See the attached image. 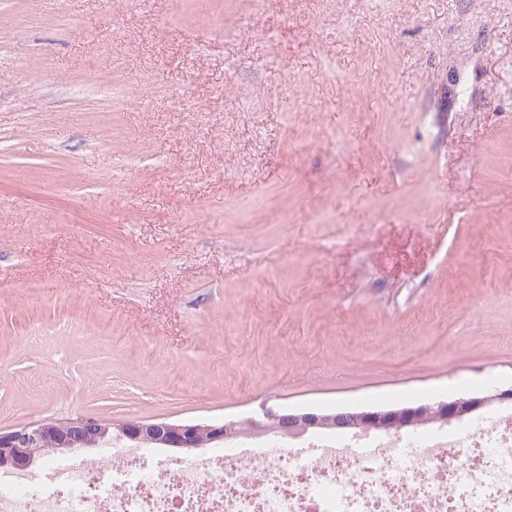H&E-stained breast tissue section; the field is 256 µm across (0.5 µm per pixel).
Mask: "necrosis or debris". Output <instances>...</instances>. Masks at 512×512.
Instances as JSON below:
<instances>
[{"instance_id": "obj_1", "label": "necrosis or debris", "mask_w": 512, "mask_h": 512, "mask_svg": "<svg viewBox=\"0 0 512 512\" xmlns=\"http://www.w3.org/2000/svg\"><path fill=\"white\" fill-rule=\"evenodd\" d=\"M235 441L185 465L119 446L0 473V512H512V409L475 434Z\"/></svg>"}]
</instances>
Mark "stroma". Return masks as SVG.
<instances>
[{
    "instance_id": "1",
    "label": "stroma",
    "mask_w": 512,
    "mask_h": 512,
    "mask_svg": "<svg viewBox=\"0 0 512 512\" xmlns=\"http://www.w3.org/2000/svg\"><path fill=\"white\" fill-rule=\"evenodd\" d=\"M512 386V0H0V429Z\"/></svg>"
}]
</instances>
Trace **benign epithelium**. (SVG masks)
Wrapping results in <instances>:
<instances>
[{"mask_svg": "<svg viewBox=\"0 0 512 512\" xmlns=\"http://www.w3.org/2000/svg\"><path fill=\"white\" fill-rule=\"evenodd\" d=\"M505 402H512V387L482 395L461 396L450 401L394 409H269L260 418L245 417L230 423H152L135 420L120 428L118 437L143 445L183 450L207 448L243 433L254 438L273 435L290 439H298L318 429L398 433L405 428L416 429L427 424L445 425ZM108 431L107 423L83 417L1 429L0 459L17 470H27L37 464L44 442L51 438L59 443L60 451L75 453L88 447V439L104 437Z\"/></svg>", "mask_w": 512, "mask_h": 512, "instance_id": "benign-epithelium-1", "label": "benign epithelium"}]
</instances>
